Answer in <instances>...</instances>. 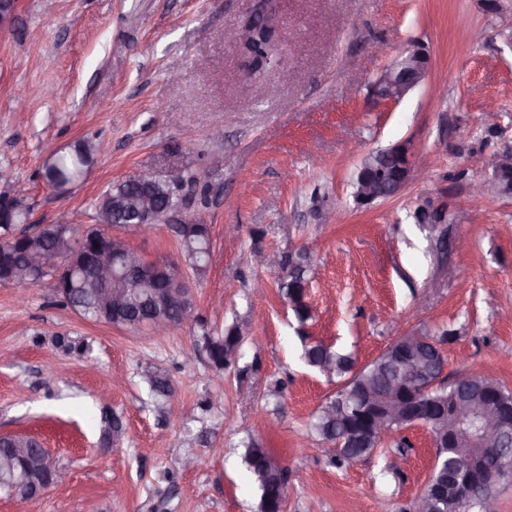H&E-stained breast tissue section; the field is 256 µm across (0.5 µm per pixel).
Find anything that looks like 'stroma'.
<instances>
[{"label":"stroma","instance_id":"stroma-1","mask_svg":"<svg viewBox=\"0 0 512 512\" xmlns=\"http://www.w3.org/2000/svg\"><path fill=\"white\" fill-rule=\"evenodd\" d=\"M256 0H19L0 31V192L24 189L30 224H92L110 180L192 175L187 214L210 227L204 275L186 273L191 319L162 335L93 323L51 282L0 288V435L42 441L59 471L41 512H257L248 442L288 470L283 512H414L435 458L424 426L336 467L308 432L337 386L303 361L320 341L376 358L405 332L452 331L446 376L512 389V194L473 196L512 145V0H276L278 68L251 97L243 22ZM427 79L400 103L370 86L415 42ZM55 88L19 98L20 86ZM79 141L94 163L69 194L45 160ZM407 144L424 179L363 209L368 152ZM485 160L471 167V156ZM448 203L442 231L417 223ZM147 260L180 264L167 225L128 236ZM306 247L311 317L299 322L255 265ZM266 296H252L256 282ZM249 326L236 366L215 374L201 324ZM171 395L156 398L149 377ZM119 438L104 436L109 421Z\"/></svg>","mask_w":512,"mask_h":512}]
</instances>
